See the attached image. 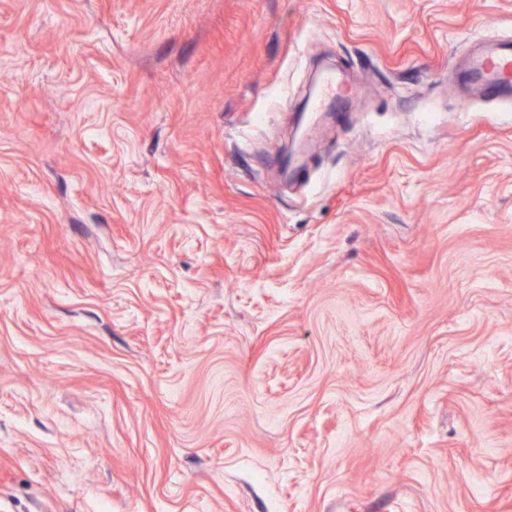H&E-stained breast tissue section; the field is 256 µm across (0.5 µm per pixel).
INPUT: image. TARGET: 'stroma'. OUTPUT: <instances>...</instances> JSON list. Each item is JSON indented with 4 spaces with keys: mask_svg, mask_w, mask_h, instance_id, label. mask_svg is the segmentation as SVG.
<instances>
[{
    "mask_svg": "<svg viewBox=\"0 0 512 512\" xmlns=\"http://www.w3.org/2000/svg\"><path fill=\"white\" fill-rule=\"evenodd\" d=\"M502 40L512 0H0V512H512ZM319 57L355 94L297 116ZM471 77L484 86L488 95L498 96L501 91H512V50L502 47L496 53L477 59Z\"/></svg>",
    "mask_w": 512,
    "mask_h": 512,
    "instance_id": "stroma-1",
    "label": "stroma"
}]
</instances>
